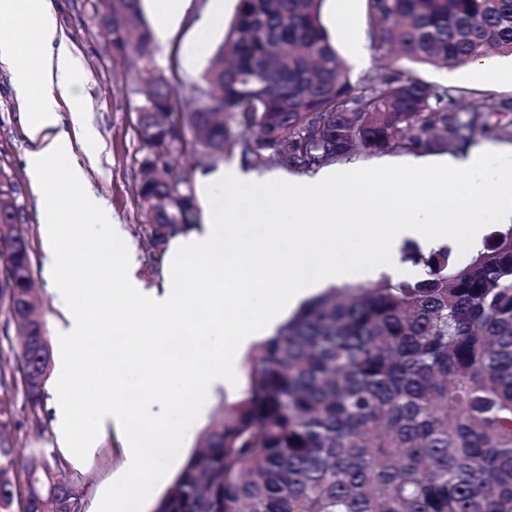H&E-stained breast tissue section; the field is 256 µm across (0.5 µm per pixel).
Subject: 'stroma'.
<instances>
[{
  "mask_svg": "<svg viewBox=\"0 0 512 512\" xmlns=\"http://www.w3.org/2000/svg\"><path fill=\"white\" fill-rule=\"evenodd\" d=\"M53 11L68 38L79 70L81 91L86 110L73 138L79 160L95 156L86 168L94 194L112 213L108 224L87 225V235L96 242H113L114 246L133 252L138 274L147 286L162 287L166 282L164 264H153L142 234L143 209L137 196L140 160L144 154L137 126V106L141 100L135 68L131 59L115 55L108 37L94 18L96 0H51ZM237 0H193L191 11L175 23L171 33L158 40L155 72L165 78L179 98L176 111H184V99L198 94L203 87L202 74L224 42L234 17ZM350 16L349 31L337 23L340 13ZM322 22L345 61L351 82L362 88L382 72L388 61L386 49L379 43L367 22L365 0H324ZM364 53L365 64H358L357 53ZM404 69L438 87L464 88L476 99L512 100V83L487 81L474 74L471 66L435 68L404 62ZM24 108L18 98L10 70L0 64V170L14 184L20 222L33 246V286L39 299L41 317L47 329H54L58 311L53 290L43 277L47 245L39 222V195L34 190L27 167L30 149L21 123ZM413 155L404 150L357 155L353 165L370 170L377 176H392L405 184L407 196L416 188L407 167ZM0 403L11 411L5 434L16 448L27 451L42 449L56 453L63 476L80 479L83 512H109L112 495L125 498L126 512H152L163 488L151 490L118 484L124 463V434L115 429L106 434L99 448L83 459L73 458L60 448L54 417L42 416L33 423L31 409L21 387L0 389ZM211 416L196 417L191 408L179 404L171 411L165 443L153 460L164 468L167 479L183 468L195 450L202 432L211 424Z\"/></svg>",
  "mask_w": 512,
  "mask_h": 512,
  "instance_id": "obj_1",
  "label": "stroma"
}]
</instances>
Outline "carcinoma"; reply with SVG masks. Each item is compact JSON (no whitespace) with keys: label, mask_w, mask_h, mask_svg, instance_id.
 <instances>
[{"label":"carcinoma","mask_w":512,"mask_h":512,"mask_svg":"<svg viewBox=\"0 0 512 512\" xmlns=\"http://www.w3.org/2000/svg\"><path fill=\"white\" fill-rule=\"evenodd\" d=\"M322 0H238L224 45L204 73L206 94L187 101L180 137L175 90L152 75L156 39L140 0H97L112 50L134 56L147 152L137 195L152 258L192 229L197 211L174 154L236 151L254 167L310 171L359 153L402 147L453 152L489 129L512 101L439 89L397 62L360 91L321 21ZM380 45L442 68L512 55V0H366ZM0 295L29 350L0 365V388L21 381L37 410L52 354L36 304L32 247L19 225L13 183L0 170ZM401 262L418 274L331 287L304 302L251 350L247 383L225 400L198 448L156 501V512H512V226L466 258L449 245ZM18 449L0 431V512H69L76 480L57 457Z\"/></svg>","instance_id":"obj_1"}]
</instances>
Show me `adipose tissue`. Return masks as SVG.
<instances>
[{
    "label": "adipose tissue",
    "instance_id": "adipose-tissue-1",
    "mask_svg": "<svg viewBox=\"0 0 512 512\" xmlns=\"http://www.w3.org/2000/svg\"><path fill=\"white\" fill-rule=\"evenodd\" d=\"M3 18L12 24L0 29V63L11 68L17 94L27 105L28 171L44 200V274L61 314L55 326L52 386L57 438L75 455L91 453L112 428L131 426L122 397L129 364H136L144 377L142 423L154 439H162L173 398L192 388L199 394L196 408H204L208 392L236 377L239 349L316 288L368 281L385 267L400 271V250L411 240L431 245L448 237L465 246L483 235L485 220L512 223V169H492L487 150L443 162L433 175L419 172L433 191L417 195L411 204L400 180L383 187L371 173L354 167L285 185L233 164L200 179L202 201H212L220 188L224 202L214 206L203 232L181 236L167 251L163 289L146 287L131 255L103 253L86 238V225L111 223L112 215L88 189L84 166L72 159L67 126L79 124L85 99L50 0H0ZM32 43L42 52L30 67L21 56ZM63 104L68 107L64 114L59 111ZM247 188L265 198L255 210L265 226L260 246L224 222L238 192ZM353 234L362 241L357 254L340 247ZM219 255L233 277H203L185 268L189 259L208 267ZM87 266L96 272L91 299L77 307L71 301V281ZM240 304L252 309L248 323L223 321L225 335L235 339L233 349L163 359L160 347L174 329L189 326L196 334L206 333V321L193 317L198 306H206L208 319L223 320L226 308ZM109 332L121 342L113 346L110 361L95 363L81 343Z\"/></svg>",
    "mask_w": 512,
    "mask_h": 512
}]
</instances>
